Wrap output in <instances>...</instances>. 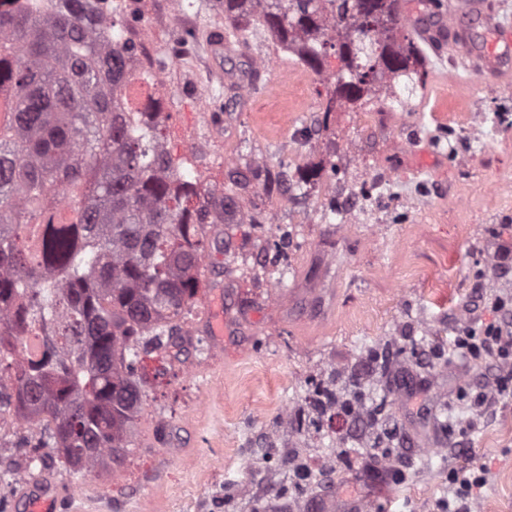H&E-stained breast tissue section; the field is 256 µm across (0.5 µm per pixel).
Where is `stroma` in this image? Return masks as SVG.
<instances>
[{
    "label": "stroma",
    "instance_id": "stroma-1",
    "mask_svg": "<svg viewBox=\"0 0 512 512\" xmlns=\"http://www.w3.org/2000/svg\"><path fill=\"white\" fill-rule=\"evenodd\" d=\"M137 16L127 35L138 46L134 77L156 72L179 33H195L184 60L161 83L135 91L152 105L166 145L197 181V197L239 195L235 218L204 225L200 290L181 323L176 359L143 362L149 397L139 446L116 473L70 484L57 512H256L259 488L286 486L289 471L245 469L252 428L303 406L311 372L340 368L372 392L388 386V418L377 433L393 457L370 446L365 423L350 422L349 474L322 497L288 512H448L450 468L484 471L471 512H512V367L451 357L433 365L413 353L424 336L447 343L461 329L512 325V82H489L454 68L449 50L423 45V80L403 91L405 119L391 114L380 89L334 112L330 81L276 47L261 29L215 58L211 31L223 28L217 0H114ZM258 84V93L248 84ZM490 118L466 162L434 150L454 143L471 116ZM314 143H307V136ZM296 155L294 179L318 187L332 173L357 183L384 172L387 190L370 224H324L319 203L295 205L276 190L278 171ZM298 229L302 248L293 276L278 279L265 257V235ZM224 339L198 351L212 321ZM392 338L405 347L387 377L360 352ZM493 398L483 408L474 397ZM25 427L0 433V477L12 474L0 512H16L32 481H61L59 465L29 461L19 447Z\"/></svg>",
    "mask_w": 512,
    "mask_h": 512
}]
</instances>
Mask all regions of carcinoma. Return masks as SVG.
<instances>
[{
	"instance_id": "1",
	"label": "carcinoma",
	"mask_w": 512,
	"mask_h": 512,
	"mask_svg": "<svg viewBox=\"0 0 512 512\" xmlns=\"http://www.w3.org/2000/svg\"><path fill=\"white\" fill-rule=\"evenodd\" d=\"M400 4L224 0L225 45L263 27L318 74L336 54L328 113L382 80L420 81ZM135 53L111 0H0V411L34 421L38 460L78 482L136 447L137 368L170 353L195 302L198 229L237 209L229 194L186 206L192 182L125 100Z\"/></svg>"
}]
</instances>
